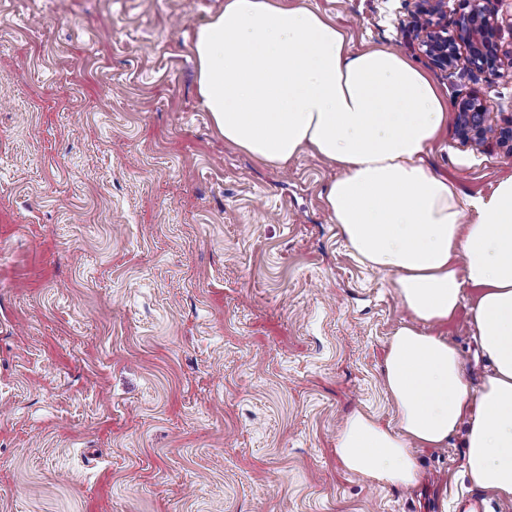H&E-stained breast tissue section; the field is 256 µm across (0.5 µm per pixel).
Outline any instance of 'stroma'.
I'll return each mask as SVG.
<instances>
[{"label":"stroma","instance_id":"obj_1","mask_svg":"<svg viewBox=\"0 0 512 512\" xmlns=\"http://www.w3.org/2000/svg\"><path fill=\"white\" fill-rule=\"evenodd\" d=\"M287 2L512 118V77L434 67L405 0ZM223 8L0 0V512H456L463 432L416 449L414 487L341 467L345 417L396 422L409 314L330 220L334 165L268 166L213 126L191 41ZM428 163L466 198L512 176L450 127ZM442 331L479 386L470 306Z\"/></svg>","mask_w":512,"mask_h":512}]
</instances>
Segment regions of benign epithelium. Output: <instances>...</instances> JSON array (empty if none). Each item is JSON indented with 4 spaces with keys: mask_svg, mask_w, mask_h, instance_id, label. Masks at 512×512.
Segmentation results:
<instances>
[{
    "mask_svg": "<svg viewBox=\"0 0 512 512\" xmlns=\"http://www.w3.org/2000/svg\"><path fill=\"white\" fill-rule=\"evenodd\" d=\"M467 11L453 21L448 30L447 0H415L408 12L407 29L422 53L439 69L459 65L473 76L491 81L501 76L504 67L512 69V53H502L499 44L501 25L490 11L489 0H462ZM455 136L462 147L496 144L512 154V119L501 125L493 121L475 94L457 97Z\"/></svg>",
    "mask_w": 512,
    "mask_h": 512,
    "instance_id": "7a95c632",
    "label": "benign epithelium"
}]
</instances>
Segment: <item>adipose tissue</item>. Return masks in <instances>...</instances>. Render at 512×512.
I'll return each mask as SVG.
<instances>
[{
  "label": "adipose tissue",
  "instance_id": "obj_1",
  "mask_svg": "<svg viewBox=\"0 0 512 512\" xmlns=\"http://www.w3.org/2000/svg\"><path fill=\"white\" fill-rule=\"evenodd\" d=\"M192 52L225 142L270 166L307 149L336 165L326 209L358 259L393 276L410 314L384 358L396 424L348 416L336 437L343 469L416 485L414 449L447 447L461 429L470 479L512 499V177L462 200L425 160L448 124L432 79L397 51L351 49L305 5L224 0ZM468 298L492 364L475 393L458 348L436 331Z\"/></svg>",
  "mask_w": 512,
  "mask_h": 512
}]
</instances>
